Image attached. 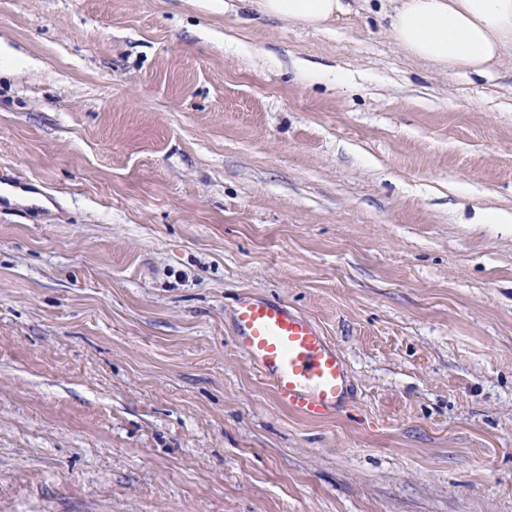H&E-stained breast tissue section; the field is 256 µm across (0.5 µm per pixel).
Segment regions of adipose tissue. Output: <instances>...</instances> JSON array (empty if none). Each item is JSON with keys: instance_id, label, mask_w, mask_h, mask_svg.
Listing matches in <instances>:
<instances>
[{"instance_id": "obj_1", "label": "adipose tissue", "mask_w": 512, "mask_h": 512, "mask_svg": "<svg viewBox=\"0 0 512 512\" xmlns=\"http://www.w3.org/2000/svg\"><path fill=\"white\" fill-rule=\"evenodd\" d=\"M260 15L321 28L350 13L349 0H242ZM389 31L409 56L452 74L512 64V0H394Z\"/></svg>"}]
</instances>
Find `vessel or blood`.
<instances>
[{"label":"vessel or blood","mask_w":512,"mask_h":512,"mask_svg":"<svg viewBox=\"0 0 512 512\" xmlns=\"http://www.w3.org/2000/svg\"><path fill=\"white\" fill-rule=\"evenodd\" d=\"M234 326L238 351L289 410L322 418L340 408L347 391L345 365L313 320L285 304L244 297L236 305Z\"/></svg>","instance_id":"1"}]
</instances>
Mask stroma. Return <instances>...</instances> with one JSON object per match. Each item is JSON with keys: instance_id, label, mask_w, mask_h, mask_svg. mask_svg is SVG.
I'll list each match as a JSON object with an SVG mask.
<instances>
[{"instance_id": "35a3bbf8", "label": "stroma", "mask_w": 512, "mask_h": 512, "mask_svg": "<svg viewBox=\"0 0 512 512\" xmlns=\"http://www.w3.org/2000/svg\"><path fill=\"white\" fill-rule=\"evenodd\" d=\"M238 0H0V512H512V68ZM35 203L9 201L15 190ZM243 296L312 317L292 413ZM235 344L278 399L308 418L335 413L347 392V372L317 324L283 303L239 299Z\"/></svg>"}]
</instances>
